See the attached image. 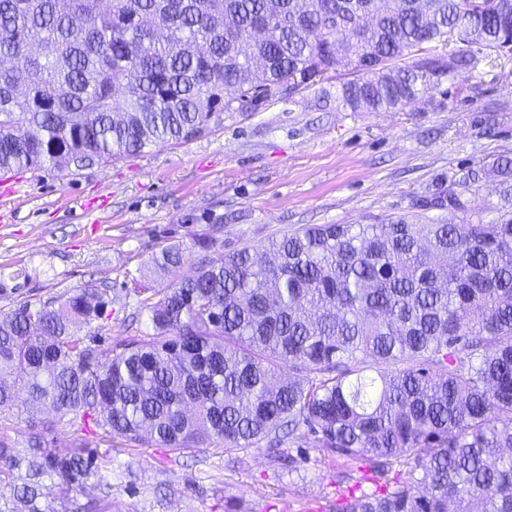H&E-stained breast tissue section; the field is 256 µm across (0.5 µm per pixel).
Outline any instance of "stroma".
I'll return each mask as SVG.
<instances>
[{
	"label": "stroma",
	"instance_id": "35a3bbf8",
	"mask_svg": "<svg viewBox=\"0 0 512 512\" xmlns=\"http://www.w3.org/2000/svg\"><path fill=\"white\" fill-rule=\"evenodd\" d=\"M339 85L333 77L271 94L263 108L226 116L189 142L79 170L0 173V312L102 282L110 302L81 335H145L149 312L127 290L170 243L188 244L184 264L151 278L153 287L310 224H369L421 206L448 222L449 177L512 158V60L442 81L399 112L337 111ZM210 224L224 227L219 243L191 247ZM52 418L45 408L15 409L0 414V434L21 450ZM86 436L105 462L76 496L101 512H319L339 491L340 466L320 448L306 449L290 473L261 448L233 460L211 447L178 460L96 427Z\"/></svg>",
	"mask_w": 512,
	"mask_h": 512
}]
</instances>
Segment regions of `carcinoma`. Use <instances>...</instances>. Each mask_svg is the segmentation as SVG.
<instances>
[{
    "label": "carcinoma",
    "instance_id": "obj_1",
    "mask_svg": "<svg viewBox=\"0 0 512 512\" xmlns=\"http://www.w3.org/2000/svg\"><path fill=\"white\" fill-rule=\"evenodd\" d=\"M0 173L109 162L201 137L272 92L345 71L337 108L399 112L435 81L512 59V0H0ZM476 211L477 172L448 183L457 220L313 224L202 263L142 300L154 333L101 347L76 328L106 290L0 313V414L178 453L320 447L366 464L334 512H512V184ZM211 224L193 240L219 242ZM184 244L151 259L182 264ZM288 370L286 380L279 379ZM13 377L8 384L3 374ZM85 439H0V486L25 512H96ZM63 490L42 501L45 478ZM53 414L49 409L27 410L26 408L13 409L0 415V433L6 435L12 448L23 450L33 432V426L51 421Z\"/></svg>",
    "mask_w": 512,
    "mask_h": 512
}]
</instances>
